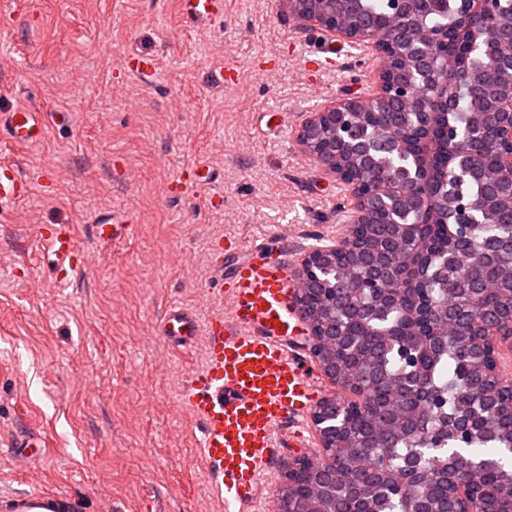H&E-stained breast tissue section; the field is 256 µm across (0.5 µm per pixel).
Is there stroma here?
<instances>
[{"mask_svg":"<svg viewBox=\"0 0 512 512\" xmlns=\"http://www.w3.org/2000/svg\"><path fill=\"white\" fill-rule=\"evenodd\" d=\"M327 39L278 0H228L223 21L192 33L174 0H0V110L24 100L48 114L40 144L0 143L36 178L29 201L0 209V512L37 491L72 512H224L180 405L205 344L175 350L154 326L173 303L203 323L223 313L216 241L280 233L295 268L345 231L348 189L296 136L309 113L362 95L378 61L351 45L350 66L311 85L301 53ZM133 52L155 57L154 77L126 71ZM228 60L241 71L231 90L209 76ZM270 109L288 115L281 136L257 126ZM195 163L218 180L168 199ZM115 208L139 222L98 248L91 226ZM42 224L73 225L89 251L71 285L51 279ZM29 427L47 446L22 465L9 442Z\"/></svg>","mask_w":512,"mask_h":512,"instance_id":"1","label":"stroma"}]
</instances>
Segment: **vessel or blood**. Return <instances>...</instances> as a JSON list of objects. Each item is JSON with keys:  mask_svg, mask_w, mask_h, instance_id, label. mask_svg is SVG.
<instances>
[{"mask_svg": "<svg viewBox=\"0 0 512 512\" xmlns=\"http://www.w3.org/2000/svg\"><path fill=\"white\" fill-rule=\"evenodd\" d=\"M225 0H178L182 27L222 19ZM46 115L18 104L0 110V138L14 147L40 143ZM204 168L183 169L167 185L172 199L184 200L189 186L201 184ZM32 180L11 162L0 161V208L22 205ZM125 210L99 218L96 237L119 241L136 223ZM38 241L51 262L55 280L67 282L86 267L87 256L70 225L46 224ZM233 260L224 273L222 315L199 325L191 311L170 305L155 331L172 346L187 349L197 336L207 340V362L182 395L186 413L203 424L202 455L212 467L214 492L225 512L261 501L262 476L290 426L302 423L320 390L303 362L288 345L292 335L289 296L293 282L279 241L267 237L232 243ZM56 495L37 492L15 495L11 512H57Z\"/></svg>", "mask_w": 512, "mask_h": 512, "instance_id": "vessel-or-blood-1", "label": "vessel or blood"}]
</instances>
